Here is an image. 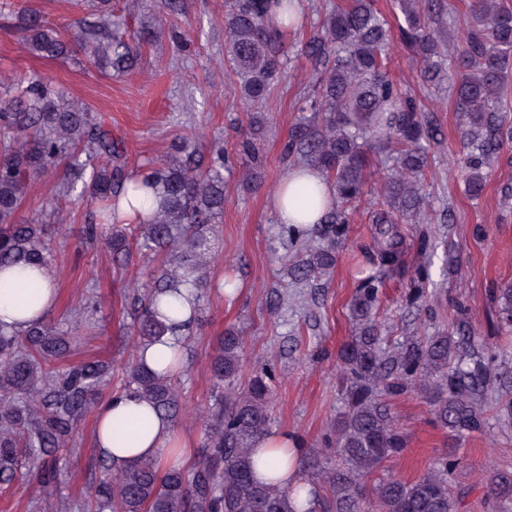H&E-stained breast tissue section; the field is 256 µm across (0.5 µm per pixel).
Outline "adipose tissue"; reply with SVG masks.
<instances>
[{
	"label": "adipose tissue",
	"mask_w": 512,
	"mask_h": 512,
	"mask_svg": "<svg viewBox=\"0 0 512 512\" xmlns=\"http://www.w3.org/2000/svg\"><path fill=\"white\" fill-rule=\"evenodd\" d=\"M31 276L40 284V301L34 307L24 304L22 277L10 269L0 271V322L18 331L26 330L36 319L48 317L57 301L55 276L50 267L32 270ZM176 438L170 420L138 396L113 395L98 412L96 443L115 465L143 458L168 460ZM254 459L259 480L276 475L294 476L296 443L287 431L269 434L257 442Z\"/></svg>",
	"instance_id": "ef3b65f1"
}]
</instances>
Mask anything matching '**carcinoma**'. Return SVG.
Instances as JSON below:
<instances>
[{
    "instance_id": "cac0c4a2",
    "label": "carcinoma",
    "mask_w": 512,
    "mask_h": 512,
    "mask_svg": "<svg viewBox=\"0 0 512 512\" xmlns=\"http://www.w3.org/2000/svg\"><path fill=\"white\" fill-rule=\"evenodd\" d=\"M403 15L400 41L424 62L435 82L448 81L460 114L463 154L459 167L468 192L481 194L484 169L512 144V114L504 110L512 82V9L498 0H470L469 27L457 49L462 70L449 72L439 41L426 24L432 14L453 12L443 0H397ZM293 0H225V51L244 98L260 104L287 64L283 35ZM32 53L65 57L70 42L81 40L87 64L124 73L138 57L140 29H112V12L72 40L39 13H21ZM389 27L374 0H349L327 9L320 29L305 45L315 82L304 97L301 117L292 127L284 152L288 158L320 169L335 189L330 206L319 192L302 186L291 205L300 211L323 210L316 224L323 243L310 245L303 224L282 230L305 254L290 268L291 279L311 288L335 263L336 242L347 233L350 211L364 195L368 147L392 158L385 200L374 211L375 270L360 279L350 309L355 334L338 353L345 383V409L336 430L320 448L300 456L301 483L255 477V445L269 434L267 395L272 370L239 385L244 341L234 330L220 337L210 360L215 404L204 448L193 471L166 468L142 459L120 468L107 463L91 495L90 512H457L452 491L457 465L453 455L438 457L424 476L407 482L385 478L366 493L364 479L388 461L403 456L407 441L392 412V402L425 378L424 387L438 423L462 437L481 432L487 412L512 426V374L498 371L492 350H464L472 327L467 310L455 305L453 333L412 337L387 350L373 318L384 279L401 271L405 235L400 225L422 216L420 178L429 148L439 143L437 116L389 78L386 55ZM13 94L0 96V270H26L50 264L46 225L20 215L28 186L47 166L63 165L62 196L79 191L92 207L83 239L101 242L124 262L138 253L153 262L145 291L129 297L134 348L167 334L189 336L199 321L206 288L224 283L210 274L207 255L219 238L224 215V149L211 151L206 166L195 139L181 138L180 161L148 160L129 169L125 147L112 127L88 105L67 99L53 82L32 73L13 78ZM151 187L157 209L119 221L116 197ZM425 274L409 281L407 301L420 306ZM193 295V319L163 318L158 305L169 296ZM99 303L85 297L55 323L46 318L23 332L0 324V484L35 475L45 487L60 476L58 452L75 441L77 425L112 378V363L90 359L67 363L90 328ZM123 392L148 399L162 415L179 410L175 377L156 372L137 358L125 365ZM503 392L490 407L482 405L491 382ZM497 499H512V474L491 478Z\"/></svg>"
}]
</instances>
